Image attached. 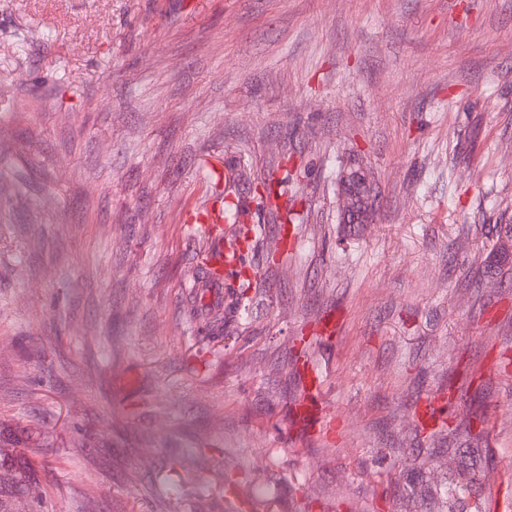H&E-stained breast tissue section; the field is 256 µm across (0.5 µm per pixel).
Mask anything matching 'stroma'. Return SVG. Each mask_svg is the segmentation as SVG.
Segmentation results:
<instances>
[{"label": "stroma", "mask_w": 512, "mask_h": 512, "mask_svg": "<svg viewBox=\"0 0 512 512\" xmlns=\"http://www.w3.org/2000/svg\"><path fill=\"white\" fill-rule=\"evenodd\" d=\"M502 224L512 0H0V512H512ZM341 185L340 211L345 221L353 224L372 223L376 213V192L367 170L346 167L339 176ZM217 274H206L196 276L191 288L195 289V296H197L203 305L218 304L222 295V288H226L224 281V258L223 261L217 263L213 268ZM223 273V274H222Z\"/></svg>", "instance_id": "1"}]
</instances>
